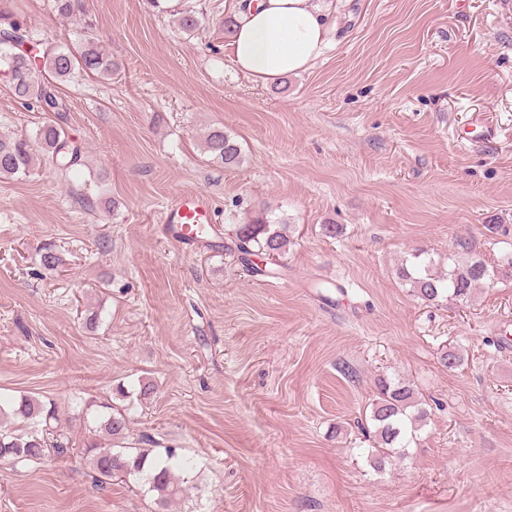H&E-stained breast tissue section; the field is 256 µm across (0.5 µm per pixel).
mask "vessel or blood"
<instances>
[{
    "mask_svg": "<svg viewBox=\"0 0 512 512\" xmlns=\"http://www.w3.org/2000/svg\"><path fill=\"white\" fill-rule=\"evenodd\" d=\"M166 232L180 243L191 246L216 230V219L209 197L199 194L173 199L160 217Z\"/></svg>",
    "mask_w": 512,
    "mask_h": 512,
    "instance_id": "b4317fda",
    "label": "vessel or blood"
}]
</instances>
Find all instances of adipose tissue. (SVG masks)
Masks as SVG:
<instances>
[{
  "mask_svg": "<svg viewBox=\"0 0 512 512\" xmlns=\"http://www.w3.org/2000/svg\"><path fill=\"white\" fill-rule=\"evenodd\" d=\"M231 15L233 62L261 82L308 70L326 42L328 13L316 0H237Z\"/></svg>",
  "mask_w": 512,
  "mask_h": 512,
  "instance_id": "obj_1",
  "label": "adipose tissue"
}]
</instances>
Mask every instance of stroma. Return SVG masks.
<instances>
[{
  "label": "stroma",
  "mask_w": 512,
  "mask_h": 512,
  "mask_svg": "<svg viewBox=\"0 0 512 512\" xmlns=\"http://www.w3.org/2000/svg\"><path fill=\"white\" fill-rule=\"evenodd\" d=\"M225 4L180 0L204 14L189 35L152 0H84L72 18L0 0L41 39L93 36L118 66L59 88L75 169L0 178V394L55 403L71 440L0 462V512H154L139 480L98 486L83 459L76 404L104 399L193 460L170 512H512V277L433 305L396 275L414 249L443 259L461 239L491 265L512 252V7L333 0L312 66L260 83L232 60ZM45 118L0 75V137L34 140ZM216 127L240 166L209 161ZM188 193L213 199L219 226L193 249L158 222ZM262 214L290 238L272 277L235 249ZM382 377L432 416L378 471L358 424Z\"/></svg>",
  "instance_id": "stroma-1"
}]
</instances>
